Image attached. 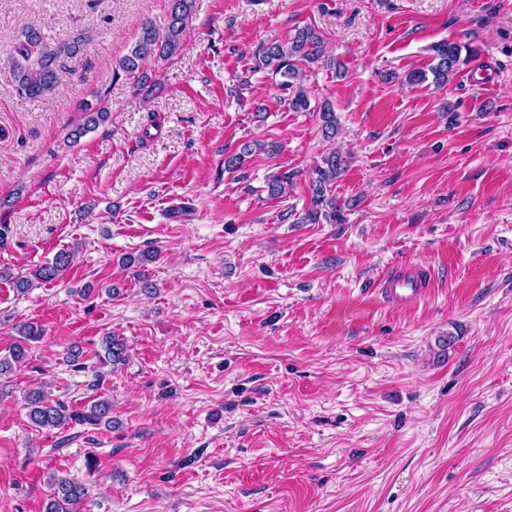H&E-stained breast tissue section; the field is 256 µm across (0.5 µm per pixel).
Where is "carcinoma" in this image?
I'll list each match as a JSON object with an SVG mask.
<instances>
[{
	"label": "carcinoma",
	"mask_w": 512,
	"mask_h": 512,
	"mask_svg": "<svg viewBox=\"0 0 512 512\" xmlns=\"http://www.w3.org/2000/svg\"><path fill=\"white\" fill-rule=\"evenodd\" d=\"M195 8L194 0H170L166 19L158 24L145 21L128 52L117 62L113 75H123L132 81L139 90L151 91L156 86L153 75L147 71L146 62L151 58L167 60L180 53L184 46L186 30ZM85 44L84 35L74 33L68 39L50 46L41 32L30 28L23 34L12 49L14 60V81L16 93L25 99L42 100L56 93L59 72L62 69L59 60L62 56L72 57L78 54ZM324 39L316 28L306 26L298 28L286 39L273 38L260 45L255 54L253 71H262L271 75L279 91V101L286 104L292 112H311L310 93L303 86V72L324 63ZM463 46L456 41H441L432 47L435 64L430 68L434 84L443 89L459 73L461 66L468 62L462 56ZM86 114L85 122L69 133L68 140L75 143L88 131L106 120L105 107H94L89 103L81 104ZM322 138L331 142L336 137L337 118L332 106L325 102L318 109ZM265 149L261 142L245 141L238 151L224 157V170L235 172L242 168L247 158ZM344 172V161L331 149L325 152L309 180L310 207L302 218L304 224H318L321 219L342 221L341 208L332 194V186ZM295 173L278 170L266 180V191L271 198L286 195L293 183ZM74 251L61 250L50 262L28 270L15 277L14 287L25 293L38 285H50L57 282L71 266ZM18 339L11 346L8 355L0 358V374L25 362L29 347L39 341L44 333L43 327L36 322L19 326ZM103 353L98 355L103 366L113 369L125 364L127 348L116 336H106L102 340ZM25 404L27 417L32 426L39 429L65 432L74 425L97 427L112 425V404L107 400L93 402L89 409L75 410L59 399L51 398L40 387L26 392ZM86 488L66 476H55L51 481V492L45 502L44 512H83Z\"/></svg>",
	"instance_id": "carcinoma-1"
}]
</instances>
